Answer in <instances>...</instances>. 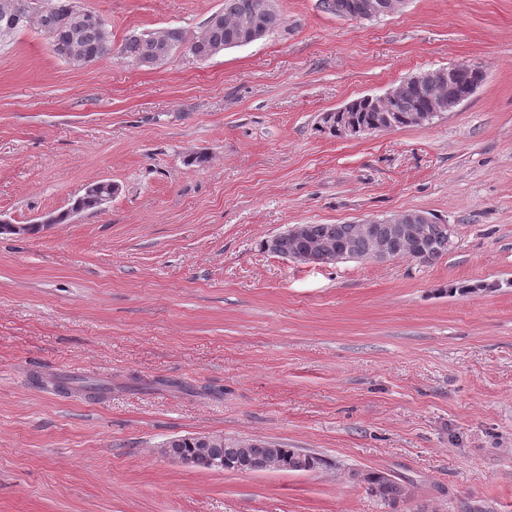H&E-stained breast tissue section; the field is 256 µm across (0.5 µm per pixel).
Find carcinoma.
I'll list each match as a JSON object with an SVG mask.
<instances>
[{
  "instance_id": "obj_1",
  "label": "carcinoma",
  "mask_w": 512,
  "mask_h": 512,
  "mask_svg": "<svg viewBox=\"0 0 512 512\" xmlns=\"http://www.w3.org/2000/svg\"><path fill=\"white\" fill-rule=\"evenodd\" d=\"M222 20L205 26L201 36H188L181 27H168L161 31L133 33L127 36L119 54L142 65L149 59L152 64H160L170 59L179 48H184L199 60H209L221 51L237 46L238 24L246 19L254 32L267 36L281 29L285 18L276 3L260 6V0H224L220 10ZM37 24L49 37L53 50L74 67H80L102 59L112 53L111 33L106 21L96 12L81 7L75 0H0V46L8 42L18 32L31 24ZM485 73L477 65L468 63L457 71L454 87H448V75L441 74L437 82L423 83L412 87L409 97L390 103L388 111L394 113L397 123L409 113L430 106L432 99L439 93L462 91L469 85L481 83ZM353 117L360 124H370L376 113L360 97L352 101ZM105 193L102 182L89 184L78 197L73 209L85 211L97 208L98 194ZM430 244L428 256L419 257L406 242H393L392 258L409 257L419 263L429 264L451 250L448 246V225L436 219L425 225ZM327 246V263H336V251H353L361 254L368 249L359 224H309L302 237L285 235L280 239L277 252L293 256L315 251ZM196 437H177L164 444L163 452L179 455L190 448ZM296 449L270 440H226L224 447L212 449L211 456L222 457L234 464L244 458L252 472L265 471L271 461L283 457L290 461ZM364 483L374 482L380 486V502L395 505L408 496L409 488L392 476L383 472H368L361 475Z\"/></svg>"
}]
</instances>
